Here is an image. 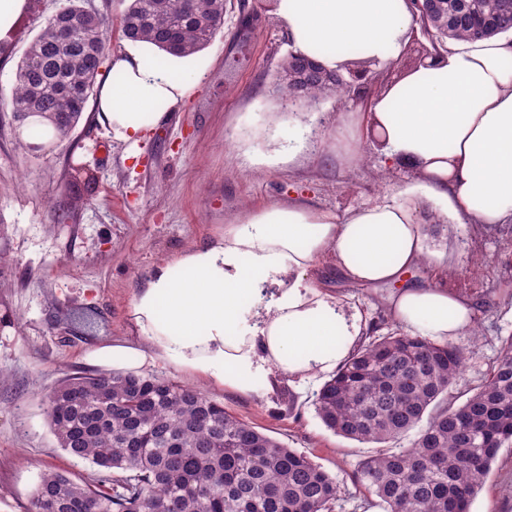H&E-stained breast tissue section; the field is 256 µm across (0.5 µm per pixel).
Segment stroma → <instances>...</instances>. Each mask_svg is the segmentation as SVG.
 <instances>
[{
    "label": "stroma",
    "mask_w": 512,
    "mask_h": 512,
    "mask_svg": "<svg viewBox=\"0 0 512 512\" xmlns=\"http://www.w3.org/2000/svg\"><path fill=\"white\" fill-rule=\"evenodd\" d=\"M67 0H36L20 16L0 52V512H28L41 471L80 482L96 466L59 447L46 399L66 376L96 369L93 348L134 341V295L164 259L223 234L272 204L301 201L345 215L382 202L418 182L416 171L385 164L363 117L368 104L330 94L296 106L272 86L291 51L272 0H226L224 24L203 50L184 57L199 81L178 110L137 148L110 139L88 102L70 136L48 145H18L10 98L14 74L42 23ZM361 121L355 157L337 154L349 117ZM94 179L73 184L70 162ZM66 223H57L60 213ZM444 253L448 286L468 296L478 337L457 336L466 355L460 396L477 384L512 336V224H453L427 240ZM331 292L352 297L366 320L395 331L381 307L383 287L353 286L329 277ZM144 373L202 388L227 412L309 456L342 488L336 512H383L352 479L357 464L376 454L334 434L317 417L314 395L324 376L283 382L249 398L170 366ZM470 512H512V447L501 449Z\"/></svg>",
    "instance_id": "stroma-1"
}]
</instances>
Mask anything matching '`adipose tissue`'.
I'll return each mask as SVG.
<instances>
[{
  "label": "adipose tissue",
  "instance_id": "obj_1",
  "mask_svg": "<svg viewBox=\"0 0 512 512\" xmlns=\"http://www.w3.org/2000/svg\"><path fill=\"white\" fill-rule=\"evenodd\" d=\"M293 52L329 70L354 53L385 62L405 50L415 17L407 0H277ZM98 94L111 138L139 142L198 83L129 48L113 54ZM385 158L416 170L393 201L345 216L271 205L212 242L159 263L135 295L141 342L95 348L116 364L162 362L250 397L281 379L336 370L364 336L360 308L325 285L328 268L348 283L385 286V311L411 334L445 344L476 323L472 301L440 279L447 266L424 247L430 209L447 224H512V32L457 41L439 58L388 82L370 103ZM417 269L437 279L405 284Z\"/></svg>",
  "mask_w": 512,
  "mask_h": 512
}]
</instances>
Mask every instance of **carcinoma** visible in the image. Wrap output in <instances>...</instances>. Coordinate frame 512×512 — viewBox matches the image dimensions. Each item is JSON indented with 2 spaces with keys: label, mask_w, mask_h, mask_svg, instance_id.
<instances>
[{
  "label": "carcinoma",
  "mask_w": 512,
  "mask_h": 512,
  "mask_svg": "<svg viewBox=\"0 0 512 512\" xmlns=\"http://www.w3.org/2000/svg\"><path fill=\"white\" fill-rule=\"evenodd\" d=\"M224 23V0H129L123 37L179 57L203 49ZM432 50L512 30V0H432L419 13ZM106 19L68 4L48 18L15 73L10 109L17 132L32 117L68 135L103 65ZM285 100L350 92L340 71L291 53ZM465 356L404 332L364 340L315 394L322 423L360 443L411 445L366 458L354 476L384 512H470L500 449L512 447V336L470 395L452 388ZM59 447L100 468L92 483L46 470L31 512H335L339 483L307 455L224 410L202 389L134 373H84L48 396Z\"/></svg>",
  "instance_id": "1"
}]
</instances>
